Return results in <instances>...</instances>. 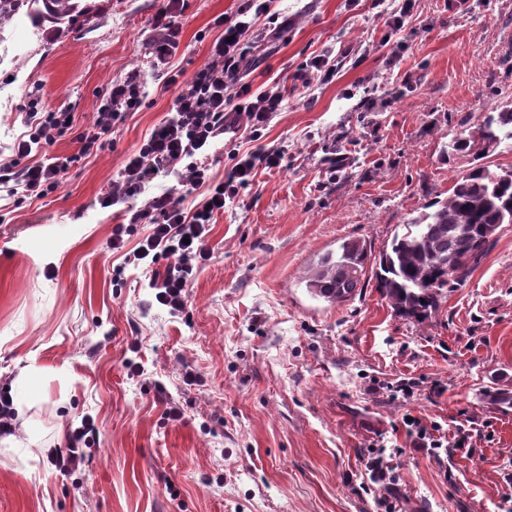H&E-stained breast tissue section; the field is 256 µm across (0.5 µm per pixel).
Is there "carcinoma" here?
<instances>
[{
	"label": "carcinoma",
	"mask_w": 512,
	"mask_h": 512,
	"mask_svg": "<svg viewBox=\"0 0 512 512\" xmlns=\"http://www.w3.org/2000/svg\"><path fill=\"white\" fill-rule=\"evenodd\" d=\"M38 19L64 23L90 13L81 0H21ZM512 140V107L501 104L445 143L441 156L471 158L472 168L454 179L448 195L434 198L401 225L390 245L374 250L364 238L339 239L336 250L310 262L301 282L315 299L331 305L354 297L372 273L395 315L422 322L435 313L448 290L466 282L490 239L512 224V168L487 162Z\"/></svg>",
	"instance_id": "1"
}]
</instances>
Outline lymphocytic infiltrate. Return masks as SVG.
Masks as SVG:
<instances>
[{"mask_svg":"<svg viewBox=\"0 0 512 512\" xmlns=\"http://www.w3.org/2000/svg\"><path fill=\"white\" fill-rule=\"evenodd\" d=\"M185 8L186 0H163L153 16L154 68H167L175 56L181 35L178 19ZM269 11L268 0H244L236 14L222 19L224 32L213 42L208 60L190 76H169V84L176 88L170 117L132 150L100 198L105 208L143 199L128 221L113 228L111 248L122 251L137 225H148L133 260L147 262L155 301L174 316L186 310L193 273L210 258V224L223 215L227 203L239 200L252 186L258 170L284 167V152L262 146L260 139L273 116L284 111L286 92L276 83L256 90L245 79L254 40L260 35L257 22ZM145 98L139 71L113 80L107 103L78 134L73 131V113L30 106L11 155L0 159V193L41 199L57 190L76 163L110 144L112 132L143 106ZM229 129L247 135L255 147L237 156L217 181L209 173L210 150ZM69 134L75 135L78 152L51 153V146ZM171 174L180 191L149 193L155 179Z\"/></svg>","mask_w":512,"mask_h":512,"instance_id":"f902f5d3","label":"lymphocytic infiltrate"}]
</instances>
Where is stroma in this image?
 <instances>
[{"label": "stroma", "instance_id": "1", "mask_svg": "<svg viewBox=\"0 0 512 512\" xmlns=\"http://www.w3.org/2000/svg\"><path fill=\"white\" fill-rule=\"evenodd\" d=\"M88 2L89 18L40 23L22 9L0 26L2 153L32 98L81 126L112 79L137 68L148 91L111 146L0 222V390L34 434L0 444V512H383L386 487L360 488L381 444L400 448L390 465L403 512H501L512 498V408L487 394L512 390V224L422 323L396 316L374 279L332 306L311 298L301 275L345 236L382 249L470 169L440 149L502 102L499 88L512 91L501 62L512 51V0H417L401 46L381 0H283L295 23L256 43L250 81L285 83L312 56L352 53L333 81L291 92L264 130L288 166L260 171L211 225L213 256L177 318L142 269L111 252L116 210L98 203L172 105L166 72L147 63L160 0ZM186 3L174 65L189 74L238 0ZM396 52L402 60L389 66ZM348 148L352 165L331 173L328 157ZM135 339L140 378L124 367ZM186 363L202 385H182ZM158 381L184 423L165 420ZM409 414L451 435L469 429L467 447L434 463L407 447ZM88 419L96 437L82 464L57 470L55 449Z\"/></svg>", "mask_w": 512, "mask_h": 512}]
</instances>
